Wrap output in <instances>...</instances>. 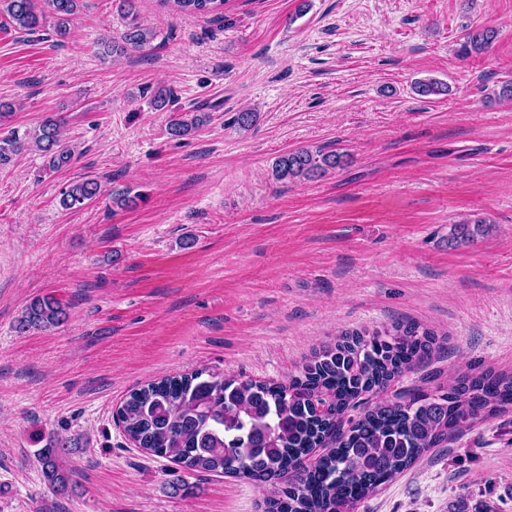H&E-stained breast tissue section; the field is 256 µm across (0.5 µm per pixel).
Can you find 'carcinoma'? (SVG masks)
I'll use <instances>...</instances> for the list:
<instances>
[{"label": "carcinoma", "instance_id": "cac0c4a2", "mask_svg": "<svg viewBox=\"0 0 512 512\" xmlns=\"http://www.w3.org/2000/svg\"><path fill=\"white\" fill-rule=\"evenodd\" d=\"M124 31L100 42L102 54L142 50L155 38L135 11L136 0H115ZM180 11L208 15L224 0H172ZM80 0H0V19L25 32L54 19L55 35L70 34ZM497 38L494 28L468 32L461 52H481ZM422 96L448 91L442 82L416 83ZM210 121L207 112L171 113L168 134L185 138ZM58 114L35 131L9 130L0 136V168L32 143L44 169L71 165L73 151L63 142ZM342 156L299 148L279 156L272 167L278 181L310 179L341 165ZM92 177L61 191L65 210L81 209L100 198ZM68 306L46 295L26 306L17 329L57 327ZM433 333L394 321L381 329L356 332L314 351L299 374L286 383L219 377L204 369L168 376L133 390L118 407L121 427L139 448L165 457L185 471L243 478L263 491V512H356L358 504L410 467L425 452L462 434L474 421L512 408V374H463L449 388L395 393L377 402L362 395L380 392L432 353ZM65 444L37 451L45 480L65 491L75 471L65 467Z\"/></svg>", "mask_w": 512, "mask_h": 512}]
</instances>
